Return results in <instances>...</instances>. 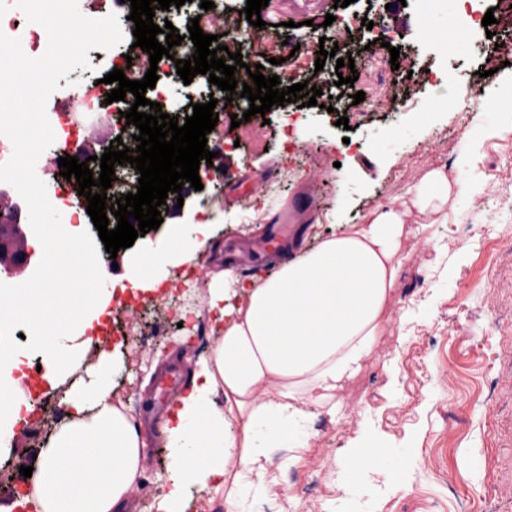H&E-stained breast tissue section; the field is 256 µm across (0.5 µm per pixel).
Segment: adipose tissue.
<instances>
[{
	"label": "adipose tissue",
	"mask_w": 512,
	"mask_h": 512,
	"mask_svg": "<svg viewBox=\"0 0 512 512\" xmlns=\"http://www.w3.org/2000/svg\"><path fill=\"white\" fill-rule=\"evenodd\" d=\"M457 186L446 170L431 169L402 208L371 210L364 223L298 250L273 273L247 281L230 268L209 274L202 309L180 313L209 321L212 346L187 358L188 381L163 419L172 475L157 492L156 512H182L189 487L224 512H247L250 497L275 494L269 449L287 443L361 370L404 260L405 228L418 236L444 223ZM211 230L172 219L162 247L123 254L124 272L114 276L97 245L72 254L65 243L80 229L61 224L47 285L22 280L0 291V330L32 329L26 351L0 333V446H9L21 412L34 408L22 386L29 352L39 354L47 388L62 391L66 408L34 450L31 489L20 499L33 512H131L150 436L112 398V349L97 328L118 296L136 299L186 280L202 265ZM258 426L268 437L263 447Z\"/></svg>",
	"instance_id": "ef3b65f1"
}]
</instances>
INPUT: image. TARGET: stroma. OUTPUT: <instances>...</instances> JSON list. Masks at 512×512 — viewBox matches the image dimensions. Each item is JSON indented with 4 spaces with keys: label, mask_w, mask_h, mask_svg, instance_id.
Returning a JSON list of instances; mask_svg holds the SVG:
<instances>
[{
    "label": "stroma",
    "mask_w": 512,
    "mask_h": 512,
    "mask_svg": "<svg viewBox=\"0 0 512 512\" xmlns=\"http://www.w3.org/2000/svg\"><path fill=\"white\" fill-rule=\"evenodd\" d=\"M455 10V0H437L420 18L426 34L419 41L392 27L382 0H352L344 8L334 0H269L261 10L262 20L295 44L307 42L309 21L358 13L374 23L369 37L399 48L394 63L368 59L359 46L353 67L340 69L326 58L327 73L358 76L354 86L337 89L349 109L348 89L365 90L398 64L444 74L445 82L426 87L422 97L448 98L455 106L421 119L368 97L359 111L350 109L344 129L336 115L275 105L266 116L225 130L220 184L207 181L202 191H190L180 210L183 223L197 222L203 193H216L212 206L222 210L224 223L214 229L221 253L210 270L226 267V252L248 250L262 238L265 227L251 223L250 206L266 205L270 220H277L307 184L315 191L312 205L291 219L304 247L360 223L376 207H399L428 169L447 170L462 189L448 203L447 223L404 238L405 259L362 370L339 391L335 413L318 410L273 451L269 470L279 496L254 503L251 512H512V253L499 248L512 237V211L497 203L506 159L501 142L512 137V64L484 86L486 97L506 99L507 108L489 111L462 101L483 53L512 42V28L467 36L462 48L446 51L433 33ZM454 127L469 137L443 150L435 136ZM477 197L486 209L476 216ZM205 296L181 285L168 297L150 293L113 306L109 329L119 345L113 392L135 418H142L160 373L178 364L168 355L173 340L195 356L209 350V341L175 315L176 304L199 308ZM63 411L60 395L44 398L29 431L0 454V506L22 492L20 466L31 465L30 448L48 438ZM149 434L135 512H154L153 497L170 476L159 427ZM364 449L366 467L348 480Z\"/></svg>",
    "instance_id": "stroma-1"
}]
</instances>
